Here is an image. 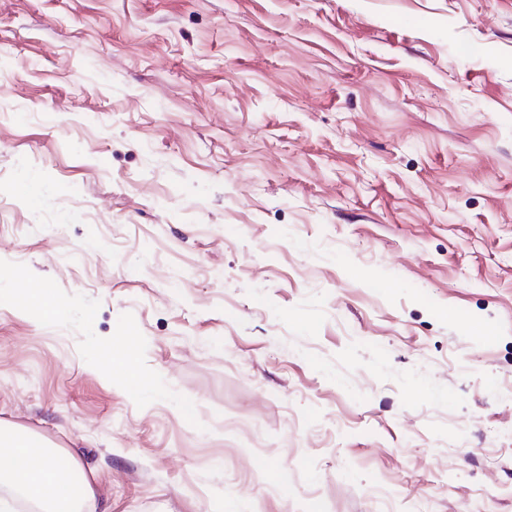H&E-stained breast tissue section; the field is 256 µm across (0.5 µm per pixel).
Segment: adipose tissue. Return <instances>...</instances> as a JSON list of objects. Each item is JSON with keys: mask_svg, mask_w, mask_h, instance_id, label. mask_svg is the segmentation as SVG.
Segmentation results:
<instances>
[{"mask_svg": "<svg viewBox=\"0 0 512 512\" xmlns=\"http://www.w3.org/2000/svg\"><path fill=\"white\" fill-rule=\"evenodd\" d=\"M0 512H15L16 500L39 512H84L95 491L75 459L24 430L0 426Z\"/></svg>", "mask_w": 512, "mask_h": 512, "instance_id": "obj_1", "label": "adipose tissue"}]
</instances>
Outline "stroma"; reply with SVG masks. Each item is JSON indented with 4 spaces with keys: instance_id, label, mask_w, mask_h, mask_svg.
Masks as SVG:
<instances>
[{
    "instance_id": "1",
    "label": "stroma",
    "mask_w": 512,
    "mask_h": 512,
    "mask_svg": "<svg viewBox=\"0 0 512 512\" xmlns=\"http://www.w3.org/2000/svg\"><path fill=\"white\" fill-rule=\"evenodd\" d=\"M1 61L0 425L98 512H512V0H0ZM23 304L24 307L36 310L47 320H62L65 318V311L58 306L47 292H31Z\"/></svg>"
}]
</instances>
